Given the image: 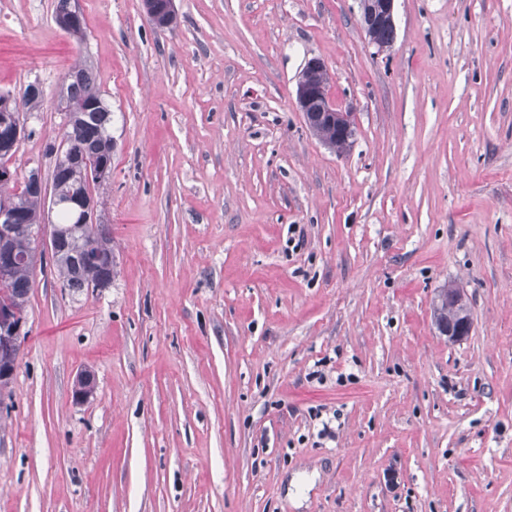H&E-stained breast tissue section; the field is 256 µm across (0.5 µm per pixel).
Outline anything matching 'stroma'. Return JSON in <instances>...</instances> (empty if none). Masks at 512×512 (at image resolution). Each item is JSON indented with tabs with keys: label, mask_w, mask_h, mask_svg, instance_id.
I'll list each match as a JSON object with an SVG mask.
<instances>
[{
	"label": "stroma",
	"mask_w": 512,
	"mask_h": 512,
	"mask_svg": "<svg viewBox=\"0 0 512 512\" xmlns=\"http://www.w3.org/2000/svg\"><path fill=\"white\" fill-rule=\"evenodd\" d=\"M0 0V93L50 178L66 75L112 111V283L36 270L0 391V512H512V0ZM356 115L337 155L305 62ZM459 288V342L433 305ZM90 371L95 391L73 397ZM149 20L157 28H165L175 21L174 0H143ZM361 27L368 43L384 52L394 43L395 20L394 10L396 0H360ZM393 30V40L388 43L384 34ZM330 72L325 63L309 59L299 74L296 106L307 128H336V139L349 143L356 134L354 112L335 104L329 94ZM452 299V294L448 295V289L441 292L438 301L433 307L434 319L437 327L441 325L448 326V322L454 321L460 314H470L471 309L468 303L463 299L461 302L448 303ZM472 316L462 320L456 326L451 323L448 328H443V335L448 336L452 341H458L468 336L472 330Z\"/></svg>",
	"instance_id": "1"
}]
</instances>
